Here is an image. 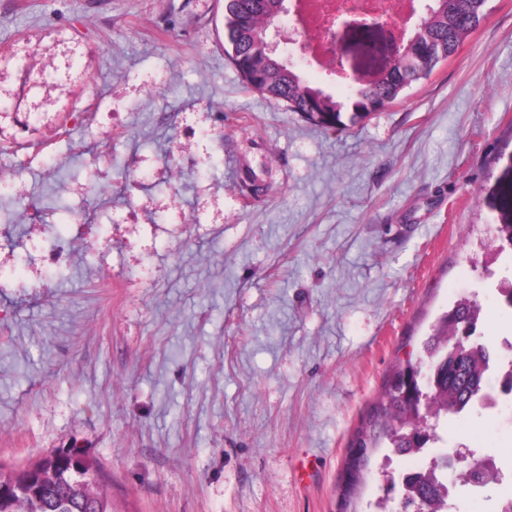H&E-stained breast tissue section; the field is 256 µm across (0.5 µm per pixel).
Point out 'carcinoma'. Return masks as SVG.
Returning <instances> with one entry per match:
<instances>
[{
    "mask_svg": "<svg viewBox=\"0 0 512 512\" xmlns=\"http://www.w3.org/2000/svg\"><path fill=\"white\" fill-rule=\"evenodd\" d=\"M281 2L225 0V53L247 88L331 129L354 125L396 102L407 88L427 79L440 62L453 55L486 18V0H425L423 23L406 36L388 69L372 80L360 79L350 85L346 98L339 100L310 85L294 65L266 52L282 17ZM344 112L349 113L347 123L342 120ZM480 313V305L467 299L440 318L426 346L434 380L419 408H412L405 395L416 385L414 364L409 361L394 372L367 421L356 430L354 440L362 456L356 463L346 459L345 468L357 470L347 498H353L364 482L380 440L403 450L424 448L436 439L440 418L456 416L486 397L488 348L473 340ZM461 321L467 323L469 334L461 333ZM435 473L429 469L418 484V493L401 500L400 512L414 507L420 495L427 498V506L417 512L447 509L438 494ZM458 479L463 486L470 482L487 486L501 482L503 475L470 464ZM0 512H112V502L96 482L90 464L60 454L21 471L0 470Z\"/></svg>",
    "mask_w": 512,
    "mask_h": 512,
    "instance_id": "cac0c4a2",
    "label": "carcinoma"
}]
</instances>
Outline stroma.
<instances>
[{"mask_svg": "<svg viewBox=\"0 0 512 512\" xmlns=\"http://www.w3.org/2000/svg\"><path fill=\"white\" fill-rule=\"evenodd\" d=\"M431 76L329 130L245 88L224 54V0H0V464L79 450L113 512H336L348 445L396 368L459 300L482 343L512 336L499 283L512 191V0ZM108 112L106 179L76 124ZM14 112L38 117L29 132ZM100 246L31 274L24 208ZM112 285L100 287L101 262ZM448 449L512 463V433L449 419ZM381 446L353 512H399Z\"/></svg>", "mask_w": 512, "mask_h": 512, "instance_id": "1", "label": "stroma"}]
</instances>
